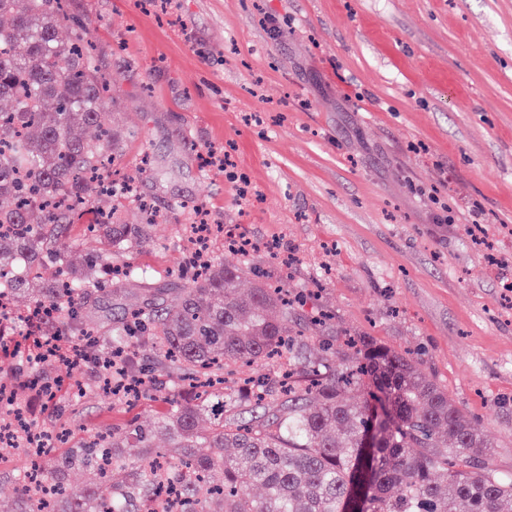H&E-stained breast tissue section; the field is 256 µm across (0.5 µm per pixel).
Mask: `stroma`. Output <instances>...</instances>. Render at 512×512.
I'll return each mask as SVG.
<instances>
[{"label":"stroma","mask_w":512,"mask_h":512,"mask_svg":"<svg viewBox=\"0 0 512 512\" xmlns=\"http://www.w3.org/2000/svg\"><path fill=\"white\" fill-rule=\"evenodd\" d=\"M64 7L112 80V174L163 217L160 246L133 256L151 286L170 288L178 206H198L252 240L246 282L287 280L302 334L418 354L512 476V0ZM37 369L58 395L25 393L36 429L84 437L160 407L111 414L106 396L74 399L54 357Z\"/></svg>","instance_id":"obj_1"}]
</instances>
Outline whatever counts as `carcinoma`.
I'll use <instances>...</instances> for the list:
<instances>
[{
	"instance_id": "carcinoma-1",
	"label": "carcinoma",
	"mask_w": 512,
	"mask_h": 512,
	"mask_svg": "<svg viewBox=\"0 0 512 512\" xmlns=\"http://www.w3.org/2000/svg\"><path fill=\"white\" fill-rule=\"evenodd\" d=\"M62 0H0V296L41 311L40 335L122 354L134 375L150 351L179 374L165 407L68 444L40 448L16 486L13 512H512V477L489 468L487 435L471 426L419 360L365 339L341 352L295 344L288 284L239 291L245 269L218 256L179 273L166 293L142 287L128 261L156 242L160 220L126 194L137 224L112 223L104 201L121 133L89 33L60 31ZM98 248L81 262L58 248L75 219ZM56 268L46 280L40 270ZM119 312L95 324L106 304ZM288 368L242 385L224 366ZM372 446L365 447L366 440Z\"/></svg>"
}]
</instances>
